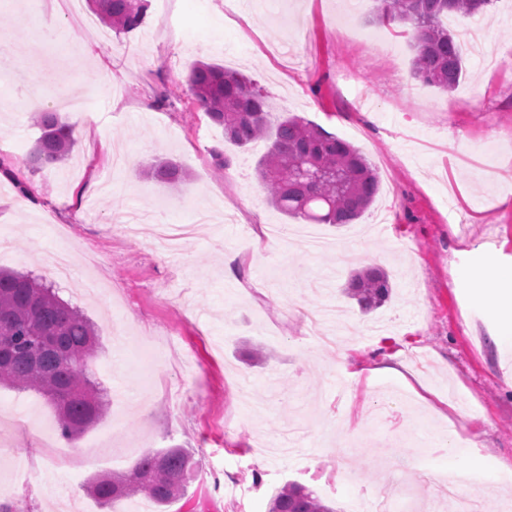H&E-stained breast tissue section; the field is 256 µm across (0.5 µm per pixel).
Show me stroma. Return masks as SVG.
<instances>
[{
    "label": "stroma",
    "mask_w": 512,
    "mask_h": 512,
    "mask_svg": "<svg viewBox=\"0 0 512 512\" xmlns=\"http://www.w3.org/2000/svg\"><path fill=\"white\" fill-rule=\"evenodd\" d=\"M373 0H248L241 21L219 6L172 0L169 19L147 7L129 32L104 31L89 5L0 0V268L51 283L94 325L93 361L108 390L105 417L76 447L54 405L0 385V404L29 423L23 466L0 456V503L14 512H156L137 495L102 507L84 494L98 473H123L146 453L179 446L204 473L167 512H266L286 482L337 512H371L390 484L396 512H457L428 475L447 471L448 428L485 470L512 475V336L493 315L512 282L481 288L485 266L512 270V0L451 17L466 77L452 91L411 75L410 38L380 25ZM204 61L247 76L273 115L288 112L358 148L380 191L355 223L318 224L329 250L256 242L258 225L302 221L266 201L257 163L268 144L241 148L189 96ZM83 86L89 113L60 108L76 145L63 163L31 171L39 135L31 100L56 105L65 82ZM228 162L212 173V151ZM171 160L180 192L141 176ZM238 208L201 225L183 252L114 224L134 209L167 224L199 210ZM76 274H50L59 236ZM379 267L392 293L365 313L344 293L352 271ZM178 337L153 359L145 343ZM403 363L404 379L373 373ZM148 412H141L140 404Z\"/></svg>",
    "instance_id": "stroma-1"
}]
</instances>
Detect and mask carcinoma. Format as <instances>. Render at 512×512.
I'll list each match as a JSON object with an SVG mask.
<instances>
[{
    "instance_id": "obj_1",
    "label": "carcinoma",
    "mask_w": 512,
    "mask_h": 512,
    "mask_svg": "<svg viewBox=\"0 0 512 512\" xmlns=\"http://www.w3.org/2000/svg\"><path fill=\"white\" fill-rule=\"evenodd\" d=\"M99 20L116 31H131L143 19L145 0H90ZM377 20L410 35L416 55L412 75L445 91L456 88L466 70L458 42L443 24L448 16L480 14L492 0H375ZM187 91L224 138L243 147L272 136L258 167L267 201L293 219L318 224H351L370 207L379 179L348 141L296 115L270 126L266 96L240 73L221 65L196 64ZM41 129L29 165L40 169L62 161L76 144L73 127L57 113L37 112ZM178 189L185 173L173 162L142 171ZM388 273L354 272L346 295L364 310L390 296ZM0 384L47 396L59 414L61 435L71 441L94 426L106 409L103 389L93 380L92 359L99 340L93 324L62 300L42 279L0 270ZM197 461L184 448L145 454L128 472L93 478L88 491L101 504L143 494L164 508L185 495ZM267 512H336L305 486L288 482L268 502Z\"/></svg>"
}]
</instances>
